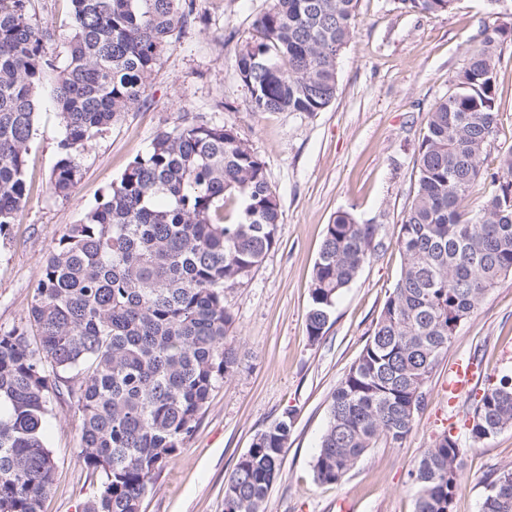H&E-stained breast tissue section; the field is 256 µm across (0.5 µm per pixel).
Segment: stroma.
Segmentation results:
<instances>
[{
	"label": "stroma",
	"mask_w": 512,
	"mask_h": 512,
	"mask_svg": "<svg viewBox=\"0 0 512 512\" xmlns=\"http://www.w3.org/2000/svg\"><path fill=\"white\" fill-rule=\"evenodd\" d=\"M270 0H196L195 14L162 55L143 101L125 112L80 155L83 177L57 196L50 175L64 128L41 91L28 156L29 195L0 235V328L27 323L40 269L163 129L207 122L234 129L264 162L283 222L275 247L243 283L224 291L234 315L238 362L217 385L195 431L149 487L142 512H224V484L255 436L293 411L281 474L264 512H414L409 479L442 432L457 437L464 470L453 512H480L484 484L512 467V428L484 443L469 439L468 419L489 382L512 376V277L499 281L479 310L461 323L426 386L423 410L401 445L378 442L341 484H321L313 464L333 391L358 359L401 271L397 226L417 188L418 145L428 112L453 88L481 30L512 19L490 0H455L450 11L408 13L395 0H359L354 35L338 60L334 102L322 112H256L236 73V57ZM36 26L53 31L48 53L67 60L72 37L68 0H30ZM498 129L482 156L494 172L512 151V42L501 47ZM352 212L377 227L379 247L338 298L322 340L310 342L307 312L314 264L327 224ZM474 359L477 377L449 401V370ZM48 447L55 459L42 512H83L100 477L80 459L74 405L53 402Z\"/></svg>",
	"instance_id": "1"
}]
</instances>
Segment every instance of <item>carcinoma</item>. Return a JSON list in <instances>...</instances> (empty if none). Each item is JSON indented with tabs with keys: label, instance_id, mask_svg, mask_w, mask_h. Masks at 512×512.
I'll list each match as a JSON object with an SVG mask.
<instances>
[{
	"label": "carcinoma",
	"instance_id": "1",
	"mask_svg": "<svg viewBox=\"0 0 512 512\" xmlns=\"http://www.w3.org/2000/svg\"><path fill=\"white\" fill-rule=\"evenodd\" d=\"M30 0H0V231L16 221L37 98L64 127L55 193L82 178L80 152L139 103L158 60L195 0H70L64 66L45 51ZM358 0H272L245 41L236 72L257 112H322L336 98L338 58L353 37ZM418 14L454 0H397ZM512 24L486 27L455 89L426 117L418 189L395 245L401 273L359 358L338 382L313 465L343 482L380 439L399 445L457 327L512 277V151L487 176L481 156L497 132L498 47ZM493 190L475 214L464 201L481 177ZM283 223L264 162L226 126L158 132L120 179L50 252L29 324L0 330V512H41L55 462L49 406L67 398L81 417L80 458L100 476L87 512H141L154 477L189 439L237 357L224 289L247 278ZM377 226L339 211L326 225L310 285L308 329L318 342L338 297L377 249ZM292 412L259 433L224 486L229 512H262L278 479ZM512 427V377L484 389L468 427L480 444ZM464 450L448 432L409 473L414 512H451ZM482 512H512V468L485 482Z\"/></svg>",
	"mask_w": 512,
	"mask_h": 512
}]
</instances>
